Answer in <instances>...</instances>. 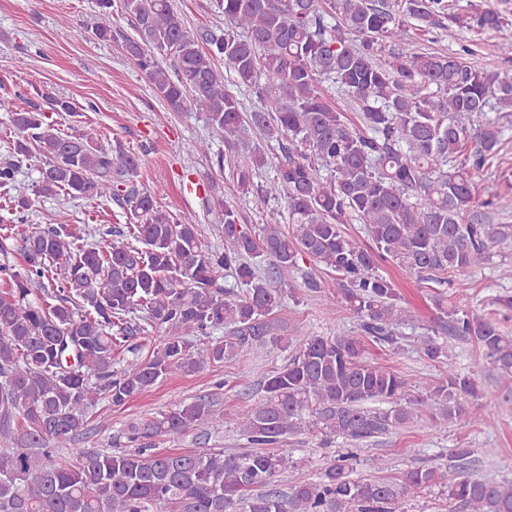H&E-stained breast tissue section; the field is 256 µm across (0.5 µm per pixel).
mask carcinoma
<instances>
[{
    "label": "carcinoma",
    "instance_id": "carcinoma-1",
    "mask_svg": "<svg viewBox=\"0 0 512 512\" xmlns=\"http://www.w3.org/2000/svg\"><path fill=\"white\" fill-rule=\"evenodd\" d=\"M224 33L191 29L173 0H124L137 37L112 27V0H97L92 36L118 43L169 112H203L233 150L243 193L286 201L242 224L237 209L219 205L212 233L224 250L205 245L196 224H182L153 196L129 184L140 157L121 144L61 132L39 108L11 113L9 155L0 187L15 192L14 208L31 205L15 184L16 167L42 161L34 195L123 200L137 223L100 250L80 244L63 215L22 236L25 266L0 265V512H408L416 491L438 490L448 512H512V481L456 464L409 468L395 480L353 477L354 448L427 418L431 430L491 428L498 411L480 403L472 377L448 370L413 395L398 372L364 356L361 336H314L293 329L288 363L264 376L261 396L238 418L244 450L180 448L159 452L157 437L205 436L224 425L214 398L176 401L131 426L132 448L101 443L77 448L87 417L106 400L120 406L170 373L215 367L245 349L288 341L269 320L280 307L272 284L290 285L300 262L336 273L342 299L376 342L394 343L412 320L397 306L382 262L438 286L484 265L497 246L512 245V224L491 213L512 211V184L479 193L478 178L500 163L509 130L476 115L512 112V79L471 61L470 53L411 52L434 31L454 41L464 31L512 29L509 0H214ZM172 60L169 71L159 61ZM250 88L261 107L246 110L224 86L217 63ZM347 99L358 123L344 120L323 84ZM288 139L273 176L254 185L269 165L252 134ZM364 225L370 243L343 225ZM265 257L260 275L252 259ZM234 283L226 284V277ZM241 291H235V288ZM454 336L475 342L487 371L512 402V336L496 319L450 310ZM224 330V335L214 332ZM157 335L146 357L130 338ZM132 358L113 370L114 352ZM421 352L448 356L433 339ZM308 431L340 436L352 448L314 482L283 488L294 467L280 449ZM69 458H63V454Z\"/></svg>",
    "mask_w": 512,
    "mask_h": 512
}]
</instances>
